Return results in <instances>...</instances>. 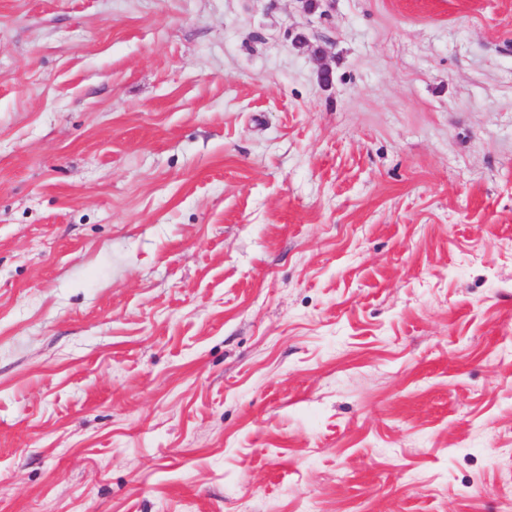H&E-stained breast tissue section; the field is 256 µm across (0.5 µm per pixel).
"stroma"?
<instances>
[{"mask_svg": "<svg viewBox=\"0 0 512 512\" xmlns=\"http://www.w3.org/2000/svg\"><path fill=\"white\" fill-rule=\"evenodd\" d=\"M0 512H512V0H0Z\"/></svg>", "mask_w": 512, "mask_h": 512, "instance_id": "stroma-1", "label": "stroma"}]
</instances>
